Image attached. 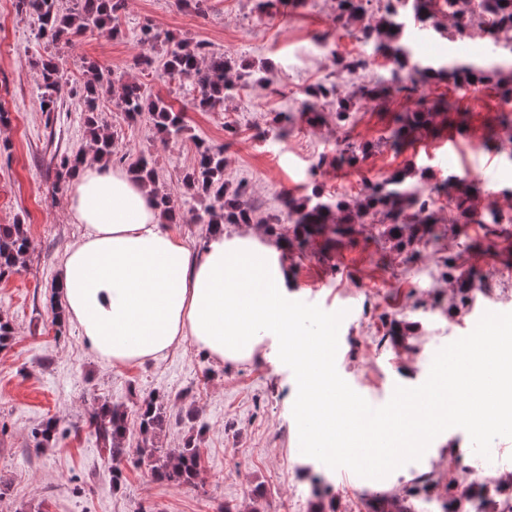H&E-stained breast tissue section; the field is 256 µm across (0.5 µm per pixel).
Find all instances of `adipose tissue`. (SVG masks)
Segmentation results:
<instances>
[{"label": "adipose tissue", "mask_w": 512, "mask_h": 512, "mask_svg": "<svg viewBox=\"0 0 512 512\" xmlns=\"http://www.w3.org/2000/svg\"><path fill=\"white\" fill-rule=\"evenodd\" d=\"M69 212L83 232L59 266L58 302L94 353L124 367L189 340L217 362H244L271 342L300 369L298 397L319 423L315 445L326 447L336 432L345 447H356V433L336 428L337 415H353L355 406L337 397L335 371L314 362L335 324L320 322L305 339L296 334L302 311L288 303L286 241L245 225L212 233L194 251L165 223L147 184L90 160L74 179ZM497 369L495 410L473 416L474 428L512 421L511 345L503 346ZM447 423L442 406L408 400L367 428L390 434L405 457L424 453Z\"/></svg>", "instance_id": "adipose-tissue-1"}]
</instances>
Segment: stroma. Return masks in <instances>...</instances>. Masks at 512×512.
I'll use <instances>...</instances> for the list:
<instances>
[{
    "instance_id": "obj_1",
    "label": "stroma",
    "mask_w": 512,
    "mask_h": 512,
    "mask_svg": "<svg viewBox=\"0 0 512 512\" xmlns=\"http://www.w3.org/2000/svg\"><path fill=\"white\" fill-rule=\"evenodd\" d=\"M257 2L204 0L197 11L181 0H126L116 33L96 30L53 45L38 38L16 0H0V113L6 116L0 123V224L28 225L31 239L21 272L0 281V315L14 327L9 347L0 350V512H220L226 505L250 512L257 487L264 492V512H366L364 486H341L334 469L297 453L290 417L296 371L270 344L251 361L221 364L186 341L158 358L115 367L84 344L75 324L60 330L52 322L58 266L82 233L69 219V190L55 186L54 159L88 148L89 137L78 97L65 98L54 112L40 108L36 63L50 57L71 87L82 86L88 62H104L185 112L186 135L166 143L149 119L127 121L115 99H103L98 112L120 153L132 161L154 159L156 183L174 199L184 197L182 175L202 140L224 147L226 184L248 185L262 216L280 212L284 197L301 199L315 189L354 208L366 180L410 169L433 185L465 167L479 188L473 204L507 210L495 187H512V126L499 121L512 105L495 88L461 90L448 79L424 84L428 101L442 97L459 107L448 124L460 133L459 148L448 151L443 135L423 133L394 150L385 142L393 117L415 104L399 96L358 103L360 88L386 79L392 63L351 35L336 42L335 54L322 53L325 37L337 27L335 0L295 6L283 0L267 12ZM440 22V34L411 24L416 57L453 52L456 31L448 16ZM146 28L157 39L144 45L139 38ZM172 38L206 42L231 58L242 78L222 108H196L192 81L160 80L144 71L142 56L162 65ZM356 55L372 56L373 65L341 75L338 57ZM334 80L341 95L356 99L353 112L339 120L336 102L327 100L320 104L321 119L308 122L301 114L307 89ZM279 112L295 116L283 134L273 124ZM230 127L235 136L227 135ZM341 139L368 147L365 160L354 167L340 161ZM454 206L448 195L435 196L444 236L418 246L411 260L384 241L379 224L356 225L332 251L317 245L288 251L292 302L330 314L342 306L354 309L343 330L340 371L358 393L386 397L395 382L418 387L436 352L467 336L471 306L453 305L444 259H463L470 276L484 284V301L512 314V300H501L494 288L497 271L512 269V223L450 224ZM152 395L163 399L171 416L156 435L158 447H180L188 434L183 418L196 414L201 467L193 484L153 480L134 453L123 463L120 483H113L94 436L80 428L97 403L124 405L130 425L124 444L133 450L141 440L136 410ZM50 417L66 434L56 446L35 447L33 433ZM452 457L449 438L440 437L424 454L399 459L381 490L402 499L407 512H445L456 500L446 479ZM426 472L440 475L433 503L409 489Z\"/></svg>"
}]
</instances>
